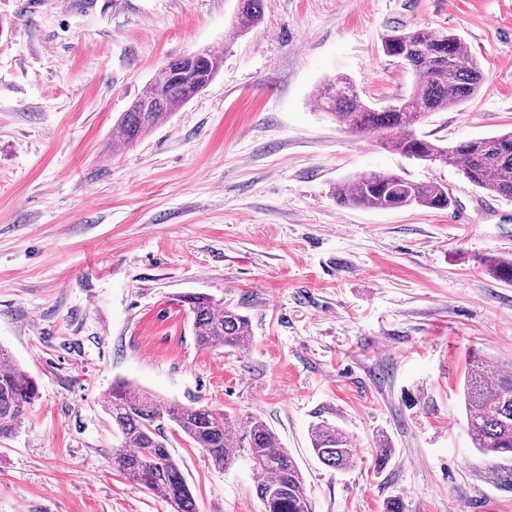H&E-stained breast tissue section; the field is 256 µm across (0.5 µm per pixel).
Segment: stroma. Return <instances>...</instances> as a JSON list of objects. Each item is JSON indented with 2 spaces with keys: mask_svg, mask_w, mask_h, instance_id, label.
<instances>
[{
  "mask_svg": "<svg viewBox=\"0 0 512 512\" xmlns=\"http://www.w3.org/2000/svg\"><path fill=\"white\" fill-rule=\"evenodd\" d=\"M236 0H0V346L39 396L0 439V512H169L112 466L102 401L128 380L235 422L262 417L296 460L314 512H512L472 446V355L512 370V201L451 166L409 158L314 105L343 75L375 107L412 75L385 56L394 27L461 35L481 94L418 135L457 143L512 129V0H265L227 40ZM224 55L207 89L127 146L112 126L171 59ZM364 172L448 183L454 205H339ZM251 321L246 352L203 351L181 294ZM328 421L357 449L321 464ZM385 440L390 462L376 468ZM199 512H263L257 474L215 467L170 436ZM311 448L321 463L336 470L349 469L356 462V448L350 438L325 420L312 426Z\"/></svg>",
  "mask_w": 512,
  "mask_h": 512,
  "instance_id": "obj_1",
  "label": "stroma"
}]
</instances>
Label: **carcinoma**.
<instances>
[{
	"label": "carcinoma",
	"mask_w": 512,
	"mask_h": 512,
	"mask_svg": "<svg viewBox=\"0 0 512 512\" xmlns=\"http://www.w3.org/2000/svg\"><path fill=\"white\" fill-rule=\"evenodd\" d=\"M264 11L265 0H237L232 35L243 36L259 26ZM382 50L415 74L408 96L376 109L365 103L350 80L335 77L317 90L318 109L351 132L376 133L408 157L450 165L475 187L512 200V131L448 145L414 131L430 114L460 107L482 91L484 69L462 37L398 28L383 36ZM222 64L223 55L211 49L169 61L113 125L112 140L129 145L166 122L212 83ZM335 198L341 205L373 210H446L453 204L444 182H413L385 172L355 175L335 187ZM483 264L493 277L512 284V260L489 256ZM179 302L192 321L199 349H248L251 329L246 315L201 293L181 295ZM37 397L36 381L0 346V438L19 427ZM464 399L473 447L494 459L497 480L512 487V373L491 371L485 360L472 359ZM103 407L119 438L113 467L138 488L160 496L171 512H198V507L168 448V429L204 449L221 469L243 462L264 474L255 492L266 512H313L298 464L260 416L253 414L238 425L207 406L163 403L125 380L112 383ZM311 448L321 463L336 470L356 462L350 438L325 420L312 426Z\"/></svg>",
	"instance_id": "cac0c4a2"
}]
</instances>
